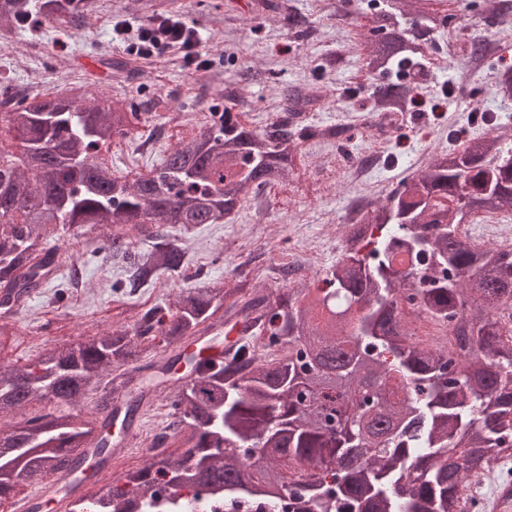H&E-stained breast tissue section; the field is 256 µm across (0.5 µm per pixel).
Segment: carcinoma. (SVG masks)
Listing matches in <instances>:
<instances>
[{"instance_id":"cac0c4a2","label":"carcinoma","mask_w":512,"mask_h":512,"mask_svg":"<svg viewBox=\"0 0 512 512\" xmlns=\"http://www.w3.org/2000/svg\"><path fill=\"white\" fill-rule=\"evenodd\" d=\"M144 21L167 0H132ZM99 0H0V20L23 30L30 19L72 26L97 13ZM401 2L384 0L364 65L378 74L413 62L420 35L441 26L437 10L413 5L412 29ZM405 78L381 84L374 97H414ZM0 116L20 143L0 149V307L20 308L60 259L49 244L57 226L110 228L105 249L129 255L128 231L158 240L131 262L132 287L154 269L181 266L182 249L167 227L189 231L218 224L266 185L280 182L301 154L298 132L246 128L232 108L179 141L150 172L130 182L112 173L102 149L141 122L133 106L107 94L10 98ZM300 114L311 96L285 90ZM479 212L512 213V129L496 127L459 148L432 156L380 203L346 225L344 245L321 285L244 293L221 280L182 288L175 311L153 307L125 324L47 351L33 365L0 364V412L47 399L74 407L109 384V371L164 345L243 323L235 350L199 371L195 353H180L146 372L125 402L131 425L168 388L176 366L198 373L167 396L176 414L172 437L183 452H152L143 468L105 485L97 499L70 512H182L181 492L205 508L240 512L242 503L269 512H462L459 488L469 475L512 446V342L497 311L512 302V250L478 246L461 225ZM417 284L420 311L448 325L470 351L461 359L421 345L400 307ZM225 309L231 316L214 319ZM51 379L35 382V369ZM80 413L24 416L0 426V496L50 476L80 482L86 457L72 455L91 438Z\"/></svg>"}]
</instances>
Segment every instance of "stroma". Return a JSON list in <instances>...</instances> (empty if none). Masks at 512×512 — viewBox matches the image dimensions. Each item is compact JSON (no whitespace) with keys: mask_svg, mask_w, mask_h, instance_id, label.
I'll use <instances>...</instances> for the list:
<instances>
[{"mask_svg":"<svg viewBox=\"0 0 512 512\" xmlns=\"http://www.w3.org/2000/svg\"><path fill=\"white\" fill-rule=\"evenodd\" d=\"M126 0H100V9L79 28L46 23L25 31L0 27V74L10 75L14 87L28 93L72 94L101 90L115 99L135 97L159 101L147 110L134 138L155 140L151 163H131L120 150L105 157L112 169L128 179L148 173L172 148L181 129L166 125L165 115L208 112L226 103V82L239 90L230 103L251 129L263 131L287 114L284 88L298 86L313 96L301 112L302 125L312 127H369L377 114L371 95L384 78L368 73L359 43L367 31L353 13L350 0H284L304 15L307 32L297 35L281 13L265 10L264 0H173L174 12L196 26L201 50L210 69L188 68L179 49L163 58L138 60L127 76L104 70L106 60H125L129 54L112 38V23L139 26L141 19L125 8ZM446 27L437 29L424 45L427 65L415 75L419 108L403 124L391 128L386 146L375 161H367L362 137L346 142V163L336 176L332 194H324L322 159L336 148L335 140L311 138L303 143V158L295 172L278 184L262 188L251 207L220 224H202L190 231L169 229L186 251L183 265L159 272L154 280L127 296L114 285L128 279L124 263L106 258L87 263L70 260L60 280L77 279L78 286L56 302L55 284L35 293L14 319L15 334L0 343V362L25 365L44 350L69 345L111 326L131 323L134 314L153 306L169 307L178 289L213 279L234 281L235 270L250 262L249 285L280 288L279 266L289 263L309 279L335 263L342 231L352 206L377 202L397 184L420 171L432 155L460 146L464 137L486 134L487 126L472 123L481 108L500 125L512 128V101L495 92L500 72L512 69V13L489 16L484 0H467L460 7L441 5ZM479 37L499 46L469 71L464 50L467 38ZM367 165L361 185H354L355 166Z\"/></svg>","mask_w":512,"mask_h":512,"instance_id":"stroma-1","label":"stroma"}]
</instances>
